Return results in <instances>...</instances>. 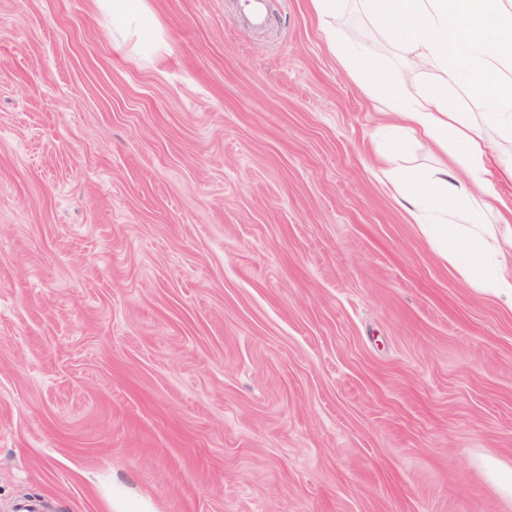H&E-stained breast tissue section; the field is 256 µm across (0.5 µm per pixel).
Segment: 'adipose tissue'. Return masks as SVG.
Returning <instances> with one entry per match:
<instances>
[{
    "label": "adipose tissue",
    "mask_w": 512,
    "mask_h": 512,
    "mask_svg": "<svg viewBox=\"0 0 512 512\" xmlns=\"http://www.w3.org/2000/svg\"><path fill=\"white\" fill-rule=\"evenodd\" d=\"M410 67L441 70L442 79L411 83L366 60L364 49L336 47L335 55L397 114L388 166L382 175L421 235L472 287L512 304V263L501 248L512 234V199H500L499 229L478 221L476 197L484 192L497 157L482 125L512 142V0H359ZM457 83L483 107L481 122L461 112L449 83ZM429 145L450 164L429 172L399 166L414 147Z\"/></svg>",
    "instance_id": "adipose-tissue-1"
}]
</instances>
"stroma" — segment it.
Here are the masks:
<instances>
[{
	"label": "stroma",
	"mask_w": 512,
	"mask_h": 512,
	"mask_svg": "<svg viewBox=\"0 0 512 512\" xmlns=\"http://www.w3.org/2000/svg\"><path fill=\"white\" fill-rule=\"evenodd\" d=\"M0 0V512H512V308L380 182L348 0ZM110 5L112 18L118 21L139 22L147 17L145 0H102ZM487 475L501 495L512 502V467L494 461L485 463Z\"/></svg>",
	"instance_id": "1"
}]
</instances>
